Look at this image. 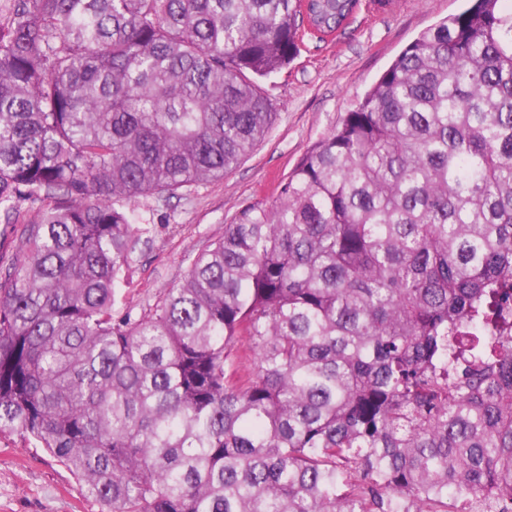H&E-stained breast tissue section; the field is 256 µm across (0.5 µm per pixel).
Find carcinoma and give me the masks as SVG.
Instances as JSON below:
<instances>
[{"label": "carcinoma", "instance_id": "1", "mask_svg": "<svg viewBox=\"0 0 512 512\" xmlns=\"http://www.w3.org/2000/svg\"><path fill=\"white\" fill-rule=\"evenodd\" d=\"M467 2L116 316L138 199L236 168L361 0H0V433L101 512H512V0Z\"/></svg>", "mask_w": 512, "mask_h": 512}]
</instances>
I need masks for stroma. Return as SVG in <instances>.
<instances>
[{
  "label": "stroma",
  "mask_w": 512,
  "mask_h": 512,
  "mask_svg": "<svg viewBox=\"0 0 512 512\" xmlns=\"http://www.w3.org/2000/svg\"><path fill=\"white\" fill-rule=\"evenodd\" d=\"M464 6L465 0L364 5L332 40L307 42L267 83L276 121L237 168L187 195L140 200L150 242L133 266L116 313L154 303L242 208L272 202L307 148L340 122L399 53L422 30ZM100 510L55 457L20 433H0V512Z\"/></svg>",
  "instance_id": "stroma-1"
}]
</instances>
